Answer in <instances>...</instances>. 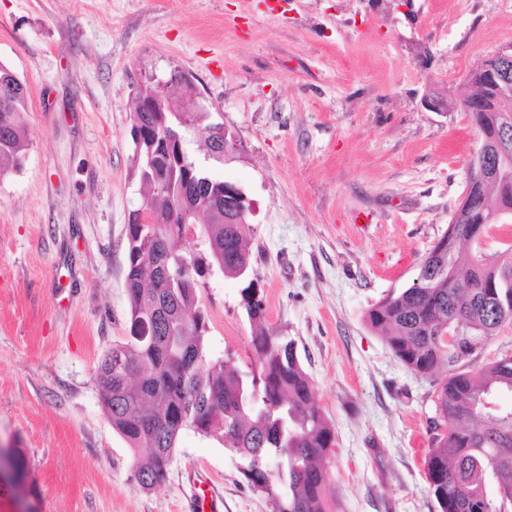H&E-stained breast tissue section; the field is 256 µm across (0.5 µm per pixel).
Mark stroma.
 Instances as JSON below:
<instances>
[{
    "label": "stroma",
    "instance_id": "stroma-1",
    "mask_svg": "<svg viewBox=\"0 0 512 512\" xmlns=\"http://www.w3.org/2000/svg\"><path fill=\"white\" fill-rule=\"evenodd\" d=\"M512 46V0H0V63L29 92L23 167L0 177V512H272L216 440L183 431L166 482L133 480L95 368L129 336L127 226L147 193L132 135L139 85L236 137L189 150L252 205L249 249L270 332L294 339L335 431L336 512H439L424 461L430 379L397 360L367 310L411 285L447 231L477 134L457 99L473 64ZM239 279L201 296L214 355L254 362Z\"/></svg>",
    "mask_w": 512,
    "mask_h": 512
}]
</instances>
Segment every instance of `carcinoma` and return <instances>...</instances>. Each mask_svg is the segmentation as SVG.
<instances>
[{"instance_id": "cac0c4a2", "label": "carcinoma", "mask_w": 512, "mask_h": 512, "mask_svg": "<svg viewBox=\"0 0 512 512\" xmlns=\"http://www.w3.org/2000/svg\"><path fill=\"white\" fill-rule=\"evenodd\" d=\"M160 107L133 113L143 131L135 143L138 175L151 198L128 224V340L107 350L96 368L112 429L137 452L135 485L147 491L165 482L180 434L192 429L239 461L273 512H335L322 464L336 445L334 429L313 397L294 340L264 326L259 274L246 246L250 225L224 223V179L189 153L193 136L210 157L223 158L224 124L210 121L208 112L179 111L169 97ZM26 111L25 84L0 63V176L23 166ZM492 197L512 206V162L502 178L472 188L468 205L440 237L444 248L434 246L420 259L413 283L366 313L401 363L433 378L443 418L461 421L431 427L425 469L440 512H512V409L487 407L512 394V356L476 372L460 365L512 324V248L467 256L461 249ZM189 210L203 214L208 251L202 256L177 249L186 231L180 215ZM219 267L242 281L239 305L254 327L252 371L210 351L200 289Z\"/></svg>"}]
</instances>
